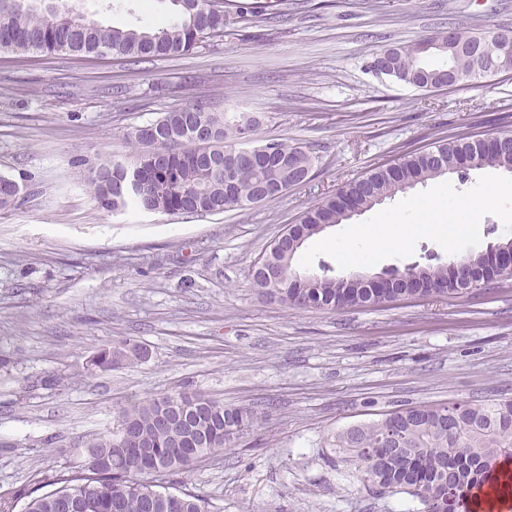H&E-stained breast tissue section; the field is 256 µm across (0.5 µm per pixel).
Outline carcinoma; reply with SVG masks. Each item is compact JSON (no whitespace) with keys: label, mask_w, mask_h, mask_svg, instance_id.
Here are the masks:
<instances>
[{"label":"carcinoma","mask_w":512,"mask_h":512,"mask_svg":"<svg viewBox=\"0 0 512 512\" xmlns=\"http://www.w3.org/2000/svg\"><path fill=\"white\" fill-rule=\"evenodd\" d=\"M175 19L161 27H114L84 20L67 11L53 14L0 0V49L26 53L68 51L97 57L102 50L132 59L176 57L206 39L224 36L221 0H169ZM434 54L443 63L425 66L421 58ZM448 40L441 36L405 44L397 55L393 79L428 85L432 75L448 68ZM211 130L198 139L195 128ZM148 125L158 137L135 128L129 139L135 146L130 160L99 168L89 189L100 204L114 212L130 206L168 215L213 214L246 210L274 200L310 177L314 157L305 146L283 139H261V121L244 112H212L202 102L173 109ZM508 147L499 141L452 137L438 140L419 152L401 154L389 165L369 170L341 186L336 194L311 206L286 229L288 246L278 237L253 265L256 287L271 298L300 309L336 311L397 302L405 297H455L482 287L484 281L512 279V270L490 265L494 251H512V237H496L485 252L464 258L435 257L396 268L402 288L390 287L385 272L361 283L353 276L304 275L293 266L298 251L328 227L353 218L357 210L370 211L381 201L403 194L413 185L447 174H467L492 167L512 172V135ZM139 177L137 190L128 191V177ZM484 268V280L463 281V270ZM140 344L123 338L99 349L89 360L93 370L132 368L144 361ZM187 396L163 397L136 403L123 410L121 423L132 427L142 446L151 451L145 463L119 444L118 433L87 446L92 460L78 470L48 478L52 490L30 497L23 512H62L63 498L84 492L78 512H171V493L159 490L157 478L190 464L182 449L171 447V433L157 425L158 413L167 405L185 402ZM192 421L175 431L197 442L196 458L225 450L233 440L231 429L254 423L253 414L201 396ZM340 460L364 476L376 495L406 494L422 505V512H448V496L465 509L472 490L489 482L495 466L512 454V399L484 404L444 407L414 406L336 434ZM180 512H207L205 501L192 492L179 495Z\"/></svg>","instance_id":"1"}]
</instances>
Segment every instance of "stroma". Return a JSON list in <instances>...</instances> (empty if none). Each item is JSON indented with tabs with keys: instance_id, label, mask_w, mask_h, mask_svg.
<instances>
[{
	"instance_id": "35a3bbf8",
	"label": "stroma",
	"mask_w": 512,
	"mask_h": 512,
	"mask_svg": "<svg viewBox=\"0 0 512 512\" xmlns=\"http://www.w3.org/2000/svg\"><path fill=\"white\" fill-rule=\"evenodd\" d=\"M116 27L161 25L169 0H57ZM223 38L131 61L0 52V504L79 464L132 403L201 394L252 411L229 450L163 479L208 512H402L336 460L347 428L414 405L512 398V280L460 298L336 312L267 297L251 270L309 206L442 137L512 132V75L424 90L371 73L376 53L451 28H512V0H279ZM201 101L261 116L307 146L311 176L240 211L115 214L91 195L134 127ZM149 353L88 370L113 340Z\"/></svg>"
}]
</instances>
